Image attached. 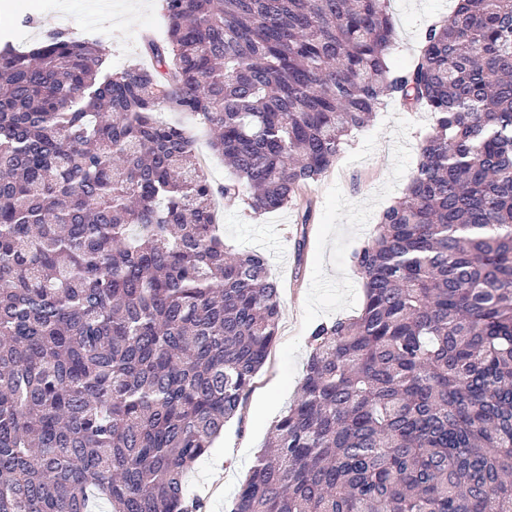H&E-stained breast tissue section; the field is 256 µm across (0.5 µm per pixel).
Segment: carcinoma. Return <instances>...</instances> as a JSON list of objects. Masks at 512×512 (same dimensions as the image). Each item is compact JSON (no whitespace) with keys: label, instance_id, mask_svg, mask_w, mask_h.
Listing matches in <instances>:
<instances>
[{"label":"carcinoma","instance_id":"obj_1","mask_svg":"<svg viewBox=\"0 0 512 512\" xmlns=\"http://www.w3.org/2000/svg\"><path fill=\"white\" fill-rule=\"evenodd\" d=\"M151 65L64 28L0 47V512H200L185 478L279 327L214 197L295 203L384 99L431 113L230 512H512V0L390 67L388 0H162ZM168 109L200 118L215 189Z\"/></svg>","mask_w":512,"mask_h":512}]
</instances>
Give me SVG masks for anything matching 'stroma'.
I'll use <instances>...</instances> for the list:
<instances>
[{"label": "stroma", "mask_w": 512, "mask_h": 512, "mask_svg": "<svg viewBox=\"0 0 512 512\" xmlns=\"http://www.w3.org/2000/svg\"><path fill=\"white\" fill-rule=\"evenodd\" d=\"M0 10V40L29 44L65 28L92 33L110 51L113 69L141 59L145 38L163 37L162 10L146 0H7ZM454 0H390L396 30L392 66L409 67L427 24L445 18ZM161 121L186 128L208 180L231 176L209 143L205 125L165 111ZM431 123L426 112L387 100L369 125L351 137L342 156L309 196L313 213L301 224L296 208L256 214L244 202H220L218 221L227 248L262 253L281 286L282 314L271 354L260 369L240 415L228 421L214 445L185 478L187 493L204 512H228L250 467L292 403L306 368L314 326L354 315L363 304V284L351 253L367 240L379 213L409 183L420 139Z\"/></svg>", "instance_id": "35a3bbf8"}]
</instances>
